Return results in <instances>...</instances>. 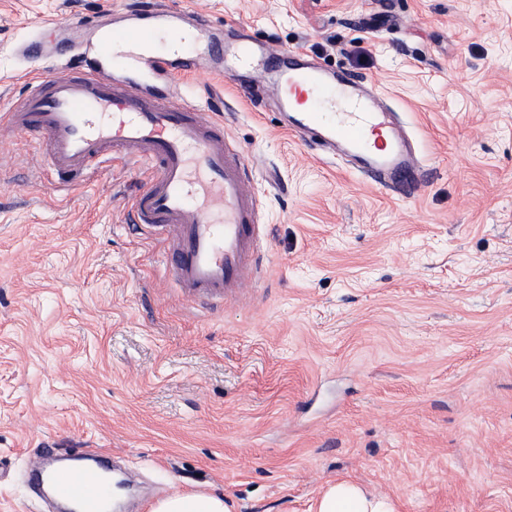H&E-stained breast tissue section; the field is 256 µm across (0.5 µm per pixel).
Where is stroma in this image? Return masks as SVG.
<instances>
[{
    "label": "stroma",
    "mask_w": 512,
    "mask_h": 512,
    "mask_svg": "<svg viewBox=\"0 0 512 512\" xmlns=\"http://www.w3.org/2000/svg\"><path fill=\"white\" fill-rule=\"evenodd\" d=\"M120 3L0 0V56ZM169 3L366 78L431 175L386 194L231 79L172 69L222 95L262 213L256 288L190 306L128 222L145 169L65 183L36 135L0 139V512H46L37 449L91 445L145 483L134 512H310L339 478L400 512H512V0ZM150 512H231L224 495L216 492L176 493L158 499Z\"/></svg>",
    "instance_id": "1"
}]
</instances>
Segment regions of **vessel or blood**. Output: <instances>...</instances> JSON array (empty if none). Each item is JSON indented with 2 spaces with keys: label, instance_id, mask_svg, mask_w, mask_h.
<instances>
[{
  "label": "vessel or blood",
  "instance_id": "vessel-or-blood-1",
  "mask_svg": "<svg viewBox=\"0 0 512 512\" xmlns=\"http://www.w3.org/2000/svg\"><path fill=\"white\" fill-rule=\"evenodd\" d=\"M88 29L85 40L52 48L36 36L17 44L16 56L53 61L58 71L31 85L0 117V128L40 133L45 168L57 176L91 181L115 158L146 164L150 178L129 218L151 235L173 230L164 263L190 304L248 294L258 281V193L250 164L209 111L177 101L170 88L146 92L134 80H116L98 59L131 73L161 74L174 65L208 75L250 73L254 102L274 98L289 131L309 148L350 158L370 184L404 197L427 180L397 113L362 77L328 71L266 42L224 43L210 36L199 13L171 11L166 0L144 7L127 0ZM52 454L41 449L32 471L81 512H102L100 468L45 470Z\"/></svg>",
  "mask_w": 512,
  "mask_h": 512
}]
</instances>
